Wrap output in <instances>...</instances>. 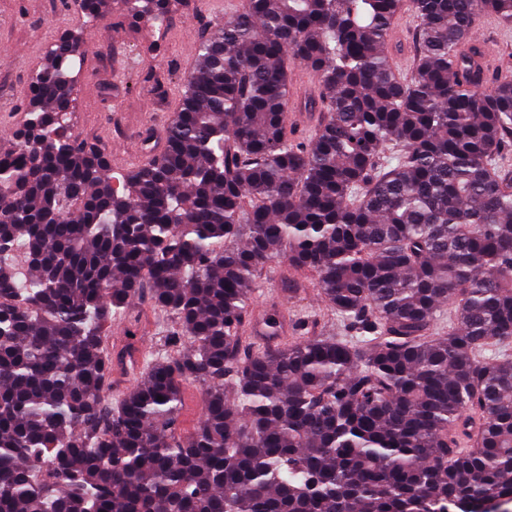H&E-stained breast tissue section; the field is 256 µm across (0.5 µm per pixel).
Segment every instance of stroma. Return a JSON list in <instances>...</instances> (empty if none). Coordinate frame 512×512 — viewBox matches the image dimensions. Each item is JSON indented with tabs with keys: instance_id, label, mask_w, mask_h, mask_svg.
Returning a JSON list of instances; mask_svg holds the SVG:
<instances>
[{
	"instance_id": "35a3bbf8",
	"label": "stroma",
	"mask_w": 512,
	"mask_h": 512,
	"mask_svg": "<svg viewBox=\"0 0 512 512\" xmlns=\"http://www.w3.org/2000/svg\"><path fill=\"white\" fill-rule=\"evenodd\" d=\"M243 5V0H181L161 27L128 20L117 7L87 24L62 0H0V142L25 120L30 76L46 62L49 47L66 32L79 30L84 57L74 70L71 127L80 138L108 150L113 171L137 167L149 150L164 146L165 128L182 101L198 42ZM415 27L412 12L403 10L390 38L393 62L404 77L413 68ZM474 33L495 48L496 78L512 79V29L486 15ZM152 43L159 52H148ZM302 72L298 66L292 74L300 85L288 109V125L304 139L315 132L321 115L300 106L317 89L316 81L301 82ZM258 283L241 330L242 350L281 348L335 325L336 313L323 300L314 271L279 259L260 270ZM268 315L281 323L277 335L257 330ZM175 327V317L143 293L132 299L126 318L113 325L108 345L116 352L133 345L137 359H148Z\"/></svg>"
}]
</instances>
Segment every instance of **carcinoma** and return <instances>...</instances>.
Instances as JSON below:
<instances>
[{
    "label": "carcinoma",
    "mask_w": 512,
    "mask_h": 512,
    "mask_svg": "<svg viewBox=\"0 0 512 512\" xmlns=\"http://www.w3.org/2000/svg\"><path fill=\"white\" fill-rule=\"evenodd\" d=\"M121 2L162 25L174 0ZM485 14L511 27L512 0H246L198 43L164 149L117 176L71 132L82 37L51 46L0 146V512H509L512 80L475 68ZM281 250L347 335L243 355ZM146 287L178 328L141 365L106 342ZM117 364L139 381L114 407ZM416 19L410 10H403L397 17L390 38L393 63L401 76L408 78L413 68V34ZM397 64V65H396ZM304 71L311 73L303 66H297L293 70L292 78L296 85ZM311 75L313 76L311 81L299 85L297 92H295V99L288 109V130L292 127L301 139H306L313 134L321 122L320 112H305L300 107V102L313 95L317 90V80L312 73ZM201 390L198 384L188 383L182 389V408L179 431L190 432L201 416Z\"/></svg>",
    "instance_id": "1"
}]
</instances>
